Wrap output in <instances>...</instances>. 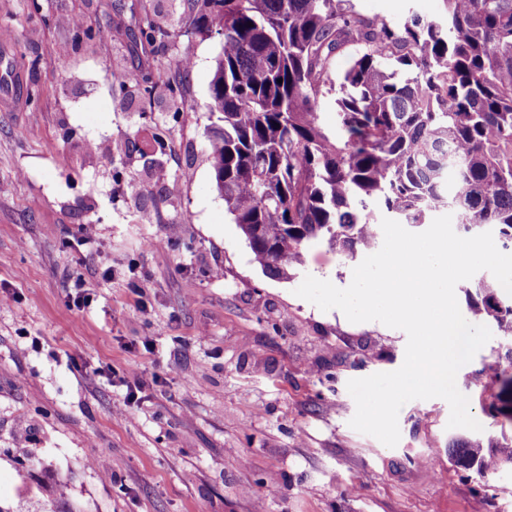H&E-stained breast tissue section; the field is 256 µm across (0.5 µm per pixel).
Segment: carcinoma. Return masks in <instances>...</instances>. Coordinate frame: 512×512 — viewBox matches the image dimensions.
<instances>
[{"label": "carcinoma", "instance_id": "obj_1", "mask_svg": "<svg viewBox=\"0 0 512 512\" xmlns=\"http://www.w3.org/2000/svg\"><path fill=\"white\" fill-rule=\"evenodd\" d=\"M187 2L223 38L208 104L217 188L269 277L291 278L319 247L372 251L384 217L420 228L452 210L460 231L490 229L512 250V0H442L401 22L353 0ZM333 93L331 138L318 107ZM465 288L470 312L512 343V297L492 277ZM494 382L484 411L500 435L448 442L480 478L512 467V347Z\"/></svg>", "mask_w": 512, "mask_h": 512}]
</instances>
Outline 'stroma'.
Here are the masks:
<instances>
[{
  "instance_id": "35a3bbf8",
  "label": "stroma",
  "mask_w": 512,
  "mask_h": 512,
  "mask_svg": "<svg viewBox=\"0 0 512 512\" xmlns=\"http://www.w3.org/2000/svg\"><path fill=\"white\" fill-rule=\"evenodd\" d=\"M353 2L394 21L440 6ZM68 15L106 36L73 42ZM145 15L166 33L150 48ZM0 29V287L18 296L0 307V504L26 512L27 483L42 512H512V468L483 492L450 461L443 399L406 403L393 447L351 427L348 381L397 370L407 335L296 295L307 275L351 283L354 261L327 248L287 281L254 262L209 158L222 39L184 0H0ZM141 69L152 93L129 79ZM498 352L456 377L486 436Z\"/></svg>"
}]
</instances>
